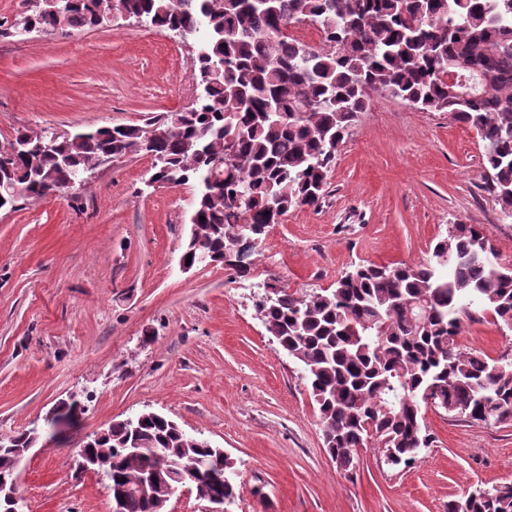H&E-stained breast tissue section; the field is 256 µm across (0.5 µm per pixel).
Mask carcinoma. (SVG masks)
Returning a JSON list of instances; mask_svg holds the SVG:
<instances>
[{
  "label": "carcinoma",
  "instance_id": "carcinoma-1",
  "mask_svg": "<svg viewBox=\"0 0 512 512\" xmlns=\"http://www.w3.org/2000/svg\"><path fill=\"white\" fill-rule=\"evenodd\" d=\"M72 0L58 18L45 3L22 17L60 37L127 16L197 39L192 57L200 101L143 125L73 133L31 149L15 140L0 158V211L49 196L106 152L143 153L152 141L151 179L196 184L184 254L224 261L243 224L250 252L277 218L316 206L339 148L371 94H387L426 112H447L483 143L484 191L512 221V0ZM306 22L322 35L310 46L286 33ZM466 64L457 86L442 75ZM261 321L302 366L336 466L357 468V448L372 438L391 451L387 464L415 461L429 447L422 409L486 426L512 421V354L490 358L460 349L466 323L490 315L512 330V264L501 261L476 224H453L427 262L359 265L335 287L297 293L280 288L256 304ZM77 401L47 422L49 437L72 425ZM29 430L0 440V473L16 469ZM168 471L152 492L138 485L156 462ZM86 453L105 464V487L121 493V512H157L155 500L181 474L204 476L202 490L235 502L224 478L228 458L158 412L114 421ZM466 512H512V487L462 497Z\"/></svg>",
  "mask_w": 512,
  "mask_h": 512
}]
</instances>
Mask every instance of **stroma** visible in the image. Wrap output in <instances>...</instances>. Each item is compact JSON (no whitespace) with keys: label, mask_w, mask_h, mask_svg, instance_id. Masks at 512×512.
<instances>
[{"label":"stroma","mask_w":512,"mask_h":512,"mask_svg":"<svg viewBox=\"0 0 512 512\" xmlns=\"http://www.w3.org/2000/svg\"><path fill=\"white\" fill-rule=\"evenodd\" d=\"M28 0H0V147L17 131L140 125L202 89L192 46L117 19L61 38L24 34ZM476 132L445 112L373 96L340 147L320 205L270 225L248 276L184 269L193 185L149 186L130 155L85 186L0 211V436L40 426L76 395L85 411L42 437L19 476L26 512H112L104 482L78 468L87 435L157 411L224 449L231 512H448L449 501L512 483V422L487 427L427 410L428 448L393 467L379 449L337 468L300 367L262 325L267 283L309 293L361 264L418 265L452 224H476L512 262V223L483 189ZM462 350L496 358L512 331L465 324Z\"/></svg>","instance_id":"1"}]
</instances>
